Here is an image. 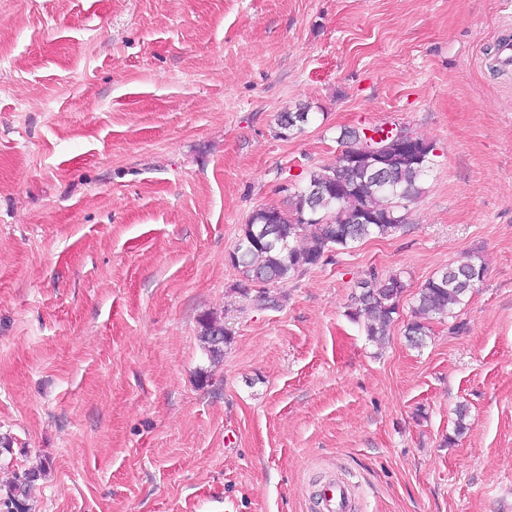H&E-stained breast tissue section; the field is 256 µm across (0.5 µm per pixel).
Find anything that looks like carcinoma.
<instances>
[{
    "label": "carcinoma",
    "instance_id": "1",
    "mask_svg": "<svg viewBox=\"0 0 512 512\" xmlns=\"http://www.w3.org/2000/svg\"><path fill=\"white\" fill-rule=\"evenodd\" d=\"M310 116L305 107L286 112L281 115L280 128L288 134L300 133ZM399 138L398 132L385 135L386 152L392 163L384 176L376 178L368 166L347 162L348 156L362 149L368 138L362 129L345 128L338 136L343 149L336 161L310 169L294 185L288 207L253 211L230 254L231 264L242 273L244 286L286 283L317 265L333 247L349 248L371 236L385 238L396 233L406 223L408 203L421 194V181L435 157L433 144L421 160L403 156L396 143ZM359 216L370 218V223H356ZM484 277L485 267L470 256L426 280L416 292L415 319L405 329L410 344L423 345L430 336L428 320L464 304ZM357 288L350 317L363 321L369 339L382 345L389 336L406 285L397 274L385 279L372 275L360 281ZM200 326L206 356L213 363L220 362L224 345L230 341L229 332L214 316L201 319ZM34 478L33 470L7 486L0 494L3 512H29L27 500Z\"/></svg>",
    "mask_w": 512,
    "mask_h": 512
}]
</instances>
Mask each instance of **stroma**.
Returning a JSON list of instances; mask_svg holds the SVG:
<instances>
[{"label":"stroma","mask_w":512,"mask_h":512,"mask_svg":"<svg viewBox=\"0 0 512 512\" xmlns=\"http://www.w3.org/2000/svg\"><path fill=\"white\" fill-rule=\"evenodd\" d=\"M507 35L512 0H0V482L38 468L31 512H316L332 473L355 512H512ZM374 125L437 148L406 224L261 308L242 224ZM466 255L483 282L411 347ZM392 273L380 348L347 312ZM310 116L311 112H309L307 107H300L296 112H286L281 115L280 128L284 130V134L300 133L304 130L305 125L308 124ZM484 277L485 267L470 256L449 264L426 280L416 292L415 319L405 329L410 344L422 346L430 336L428 320L433 315H447L453 306L464 304L468 294ZM202 348L212 363H218L224 354V345L229 343L230 334L217 317L206 316L200 321Z\"/></svg>","instance_id":"35a3bbf8"}]
</instances>
